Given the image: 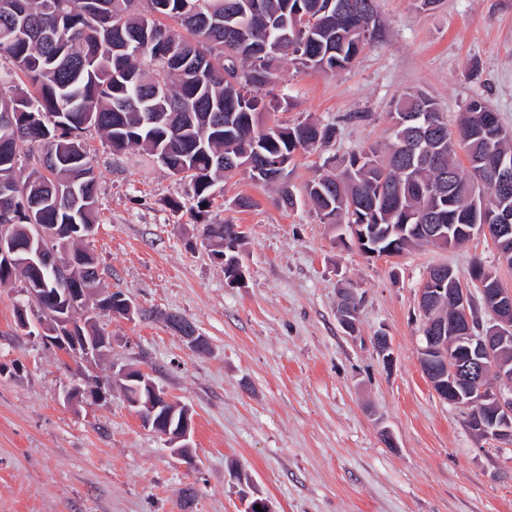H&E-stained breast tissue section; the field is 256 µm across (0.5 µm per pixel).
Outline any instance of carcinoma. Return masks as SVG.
Listing matches in <instances>:
<instances>
[{"label": "carcinoma", "mask_w": 512, "mask_h": 512, "mask_svg": "<svg viewBox=\"0 0 512 512\" xmlns=\"http://www.w3.org/2000/svg\"><path fill=\"white\" fill-rule=\"evenodd\" d=\"M0 8V225L15 245L28 246L32 223L53 224L59 240L47 249L70 247L64 267L40 270L0 262V287L17 275L31 288L72 297L98 277L95 257L77 247L84 234L74 226L97 222V175L83 132H101L119 153L138 147L187 185L192 208L202 214L222 192L231 165H248L250 178L277 183L280 202L293 208L288 185L295 153L327 142L335 129L314 122L260 132L255 115L266 108L265 88L277 78L278 63L291 57L325 74L348 66L381 29L377 0H9ZM54 9L47 10V4ZM311 17L298 27V12ZM170 18L183 36L160 22ZM402 112L433 113L439 128L422 144L438 162L404 169L398 137L383 153L376 149L349 156L336 174H319L306 195L324 224H364L377 229L378 254L400 255L429 244L408 226L419 217L443 224L449 233L484 223L485 211L512 209V184L497 190L466 187L476 175L456 161L467 157L512 159V136L496 137L499 116L482 98L472 99L458 126L468 138L452 139L436 99L408 92L392 104L391 119ZM41 146L35 167L17 176L21 147ZM266 158L285 167L277 178L253 174ZM453 172L456 186L443 175ZM239 242L235 225L205 224L203 240L224 256L227 279L245 276L238 253L224 240ZM435 298V313L454 318L450 283ZM123 293H111L81 307L63 335L73 341L106 336L96 316L122 310Z\"/></svg>", "instance_id": "1"}]
</instances>
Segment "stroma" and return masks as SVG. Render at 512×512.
I'll list each match as a JSON object with an SVG mask.
<instances>
[{"label": "stroma", "mask_w": 512, "mask_h": 512, "mask_svg": "<svg viewBox=\"0 0 512 512\" xmlns=\"http://www.w3.org/2000/svg\"><path fill=\"white\" fill-rule=\"evenodd\" d=\"M378 6L383 36L347 69L326 75L286 58L266 89L265 123L311 120L336 134L296 153L294 208L245 174L225 180L208 220L240 227L241 285L205 248L183 181L142 150L116 156L100 132H85L99 221L84 245L103 286L183 316L209 349L192 351L160 320L104 316L109 355L79 364L18 328L22 280L0 288V512H240L245 492L274 512H512V444L474 435L419 363L428 268H453L476 301L474 264L511 291L512 267L486 235L366 255L305 195L314 176L388 142L391 104L407 91L433 95L449 133L479 96L512 134V0ZM241 195L253 207H235ZM172 198L180 209L167 207ZM345 290L359 303L353 334L336 314ZM381 332L389 363L373 345ZM122 367L190 409V458L142 426L111 382ZM75 385L85 396L70 405Z\"/></svg>", "instance_id": "stroma-1"}]
</instances>
